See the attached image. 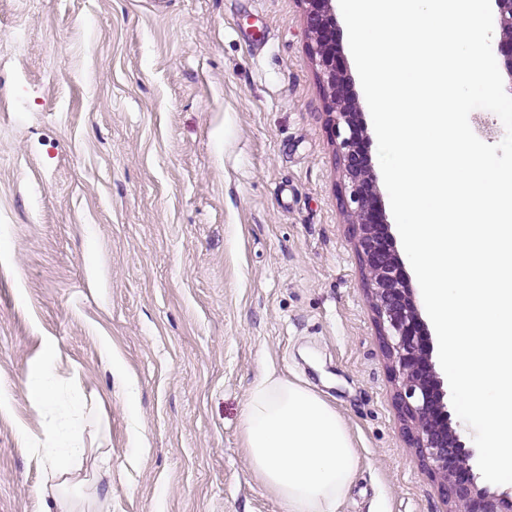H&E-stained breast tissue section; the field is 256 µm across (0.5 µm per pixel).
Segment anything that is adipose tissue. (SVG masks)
Listing matches in <instances>:
<instances>
[{"mask_svg": "<svg viewBox=\"0 0 512 512\" xmlns=\"http://www.w3.org/2000/svg\"><path fill=\"white\" fill-rule=\"evenodd\" d=\"M252 471L286 512H339L359 467L351 435L335 407L301 384L262 373L249 390L243 413ZM78 426L55 434L38 449L55 512H75L68 486L84 454L73 440Z\"/></svg>", "mask_w": 512, "mask_h": 512, "instance_id": "obj_1", "label": "adipose tissue"}]
</instances>
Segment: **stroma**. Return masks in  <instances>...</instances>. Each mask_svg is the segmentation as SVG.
<instances>
[{"label": "stroma", "mask_w": 512, "mask_h": 512, "mask_svg": "<svg viewBox=\"0 0 512 512\" xmlns=\"http://www.w3.org/2000/svg\"><path fill=\"white\" fill-rule=\"evenodd\" d=\"M309 43L300 0H0V512L47 506L26 386L48 359L81 404L75 501L107 455L112 512H284L242 425L271 371L351 432L339 512H446L393 403Z\"/></svg>", "instance_id": "1"}]
</instances>
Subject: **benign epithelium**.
I'll list each match as a JSON object with an SVG mask.
<instances>
[{"label": "benign epithelium", "mask_w": 512, "mask_h": 512, "mask_svg": "<svg viewBox=\"0 0 512 512\" xmlns=\"http://www.w3.org/2000/svg\"><path fill=\"white\" fill-rule=\"evenodd\" d=\"M301 2L311 36L309 55L326 93L327 112L335 129L343 131L338 146L341 206L357 238L358 260L367 276L382 347L397 381L394 402L407 441L436 482L448 512H512V491L492 492L478 485L470 464L473 450L448 424L443 382L431 360L430 336L379 207L361 112L348 95L350 77L336 46L333 0ZM494 2L501 31L497 53L512 81V0Z\"/></svg>", "instance_id": "benign-epithelium-1"}]
</instances>
